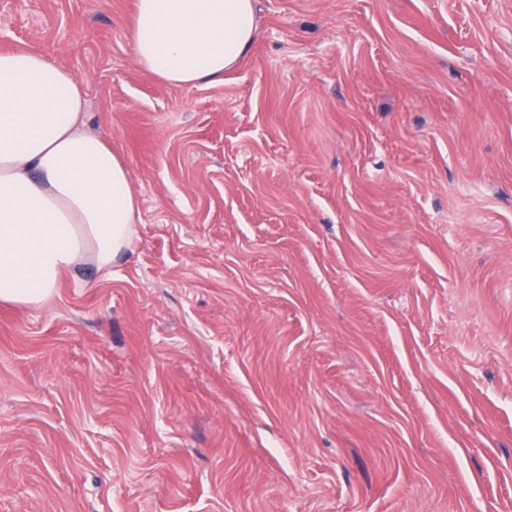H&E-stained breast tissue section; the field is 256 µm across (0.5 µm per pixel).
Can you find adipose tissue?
Listing matches in <instances>:
<instances>
[{
	"instance_id": "obj_1",
	"label": "adipose tissue",
	"mask_w": 512,
	"mask_h": 512,
	"mask_svg": "<svg viewBox=\"0 0 512 512\" xmlns=\"http://www.w3.org/2000/svg\"><path fill=\"white\" fill-rule=\"evenodd\" d=\"M257 33L254 0H136L139 67L194 86L223 81ZM86 89L56 59L0 51V302L40 305L63 275L109 270L140 204L126 160L85 127Z\"/></svg>"
}]
</instances>
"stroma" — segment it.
<instances>
[{
    "label": "stroma",
    "instance_id": "stroma-1",
    "mask_svg": "<svg viewBox=\"0 0 512 512\" xmlns=\"http://www.w3.org/2000/svg\"><path fill=\"white\" fill-rule=\"evenodd\" d=\"M136 0H0L141 203L0 303V512H512V0H256L223 82Z\"/></svg>",
    "mask_w": 512,
    "mask_h": 512
}]
</instances>
